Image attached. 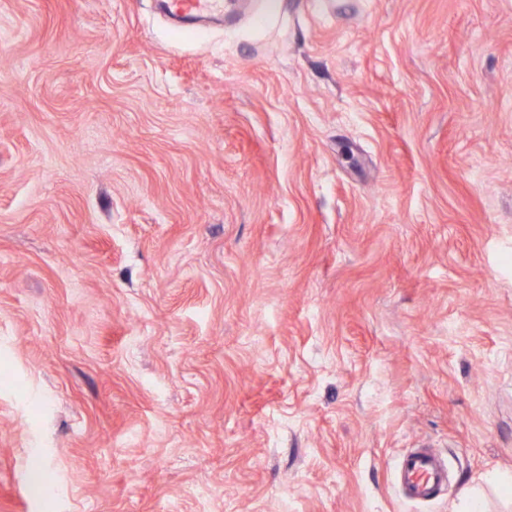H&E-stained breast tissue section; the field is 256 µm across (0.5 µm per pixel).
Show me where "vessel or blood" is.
Listing matches in <instances>:
<instances>
[{
	"mask_svg": "<svg viewBox=\"0 0 512 512\" xmlns=\"http://www.w3.org/2000/svg\"><path fill=\"white\" fill-rule=\"evenodd\" d=\"M172 10L181 21L220 18L224 15V0H173ZM396 477L407 497L427 501L438 496L448 479V469L438 452L428 448H414L403 455Z\"/></svg>",
	"mask_w": 512,
	"mask_h": 512,
	"instance_id": "vessel-or-blood-1",
	"label": "vessel or blood"
}]
</instances>
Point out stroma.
<instances>
[{
    "label": "stroma",
    "instance_id": "1",
    "mask_svg": "<svg viewBox=\"0 0 512 512\" xmlns=\"http://www.w3.org/2000/svg\"><path fill=\"white\" fill-rule=\"evenodd\" d=\"M157 3L0 0V512H512V0ZM174 16L181 21H199L219 17L224 19L223 0H175L172 1ZM396 477L399 487L410 499L432 500L448 479L447 464L434 450L414 448L403 455Z\"/></svg>",
    "mask_w": 512,
    "mask_h": 512
}]
</instances>
